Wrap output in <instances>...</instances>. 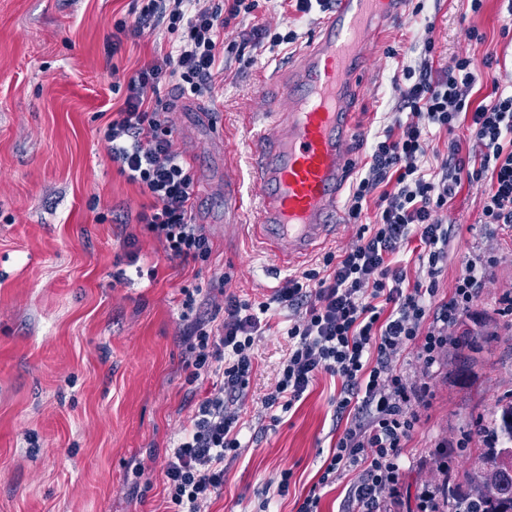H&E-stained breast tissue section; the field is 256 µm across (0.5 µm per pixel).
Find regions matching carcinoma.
Instances as JSON below:
<instances>
[{"instance_id":"1","label":"carcinoma","mask_w":512,"mask_h":512,"mask_svg":"<svg viewBox=\"0 0 512 512\" xmlns=\"http://www.w3.org/2000/svg\"><path fill=\"white\" fill-rule=\"evenodd\" d=\"M477 435L479 474L466 486L445 479L438 512H512V397L497 402Z\"/></svg>"}]
</instances>
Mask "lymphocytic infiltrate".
<instances>
[{"instance_id": "f902f5d3", "label": "lymphocytic infiltrate", "mask_w": 512, "mask_h": 512, "mask_svg": "<svg viewBox=\"0 0 512 512\" xmlns=\"http://www.w3.org/2000/svg\"><path fill=\"white\" fill-rule=\"evenodd\" d=\"M258 7L259 0H134L129 15L113 24L116 47L123 36L154 25L169 34L167 50L128 79L122 105L99 131L120 174L148 194L137 221L169 260H207L212 243L194 221L193 169L175 143V104L160 89L172 82L180 93L213 96L224 73L226 29ZM432 50V41H425L419 63L403 68L399 107L409 116L375 135L365 173L352 189L348 220L359 227L355 245L326 252L318 267L288 277L267 301L239 299L226 294L223 280L213 281L207 296L223 297L220 317L197 315L195 293L185 292L181 306L196 315L187 338L186 383L208 380L212 389L194 404L165 459L166 512H206L223 489L224 464L241 448L238 404L255 370L263 325L288 309L294 313L286 330L288 353L264 399L270 420L280 422L326 373L341 383L335 415L345 424L297 512H319L322 489L347 471L355 479L341 512H392L400 505L403 450L433 394L394 361L411 352L413 365L431 374L448 350L450 329L477 303L488 276L486 262L467 261L448 298L438 299L454 233L438 214L462 183L483 181L480 223L512 231V92L472 104L478 69L492 67L493 56L479 65L460 57L437 70ZM461 118L469 121L474 153L462 155L460 144L450 142L446 158L428 170L432 131L453 132ZM372 196L374 219L361 223ZM413 237L423 250L410 285L395 257Z\"/></svg>"}]
</instances>
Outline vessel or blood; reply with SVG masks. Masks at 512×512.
I'll list each match as a JSON object with an SVG mask.
<instances>
[{"label":"vessel or blood","mask_w":512,"mask_h":512,"mask_svg":"<svg viewBox=\"0 0 512 512\" xmlns=\"http://www.w3.org/2000/svg\"><path fill=\"white\" fill-rule=\"evenodd\" d=\"M406 0H335L300 59L289 65L283 106L268 115L276 136L257 131L250 166L259 186L252 206L255 240L283 261L334 237L339 201L356 159L353 97L387 25L403 20ZM244 206L237 167L224 165V220Z\"/></svg>","instance_id":"b4317fda"}]
</instances>
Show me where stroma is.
I'll return each instance as SVG.
<instances>
[{
    "mask_svg": "<svg viewBox=\"0 0 512 512\" xmlns=\"http://www.w3.org/2000/svg\"><path fill=\"white\" fill-rule=\"evenodd\" d=\"M131 0H0V512H165L162 467L167 446L186 423L190 401L211 389L187 386L182 289L203 288L216 275L226 290L262 301L288 276L315 264L306 257L281 264L249 233V212L224 221L222 142L232 151L245 200L259 190L250 170L247 118H260L267 87L312 40L319 16L304 17L280 0L232 22L224 41V80L213 99H180L173 116L178 148L191 161L194 216L212 242L209 261L168 260L137 214L149 197L118 172L99 138L106 117L123 102L115 86L166 45L164 27L105 46ZM368 65L356 94L362 132L351 151L365 158L371 139L405 120L399 109L404 66L434 42L435 69L468 56L496 63L473 95L512 87V31L504 0H407ZM265 25L296 31L287 47L259 48L242 35ZM478 29L483 41L468 39ZM484 185L462 184L441 212L453 224L446 297L467 260L494 258L479 301L453 329L441 366L429 377L432 406L402 456L405 493L399 512H416L425 482L477 470L479 426L495 403L512 396V315L499 299L512 292V232L479 221ZM107 216L96 223V212ZM156 266L155 279L138 267ZM257 351L258 367L241 402L239 457L228 464L224 488L209 512H260L263 492L292 473L286 496L270 512H296L295 502L342 429L333 401L336 378L319 375L308 397L279 424L262 406L288 350L287 315ZM468 437L439 472L434 456L444 439Z\"/></svg>",
    "mask_w": 512,
    "mask_h": 512,
    "instance_id": "35a3bbf8",
    "label": "stroma"
}]
</instances>
